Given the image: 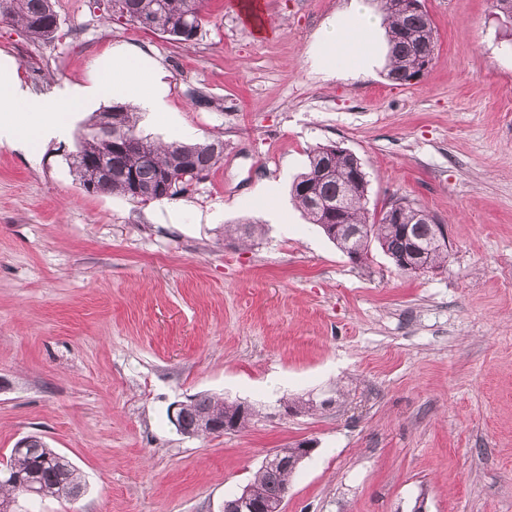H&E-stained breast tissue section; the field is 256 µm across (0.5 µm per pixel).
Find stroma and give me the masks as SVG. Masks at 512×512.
<instances>
[{"instance_id": "stroma-1", "label": "stroma", "mask_w": 512, "mask_h": 512, "mask_svg": "<svg viewBox=\"0 0 512 512\" xmlns=\"http://www.w3.org/2000/svg\"><path fill=\"white\" fill-rule=\"evenodd\" d=\"M203 0L193 44L114 20L109 0H55L47 44L0 22V52L45 95L111 73L113 47L165 70L157 143L224 141L190 191L134 202L86 192L69 166L104 83L64 133L0 142V462L39 436L85 493L36 512H223L266 454L315 450L285 512H512V36L490 0H423L434 58L386 76L325 71L315 42L349 0ZM210 103L193 105V93ZM361 161L376 212L404 198L445 224L440 268L400 272L378 243L352 262L290 196L308 152ZM262 224L243 243L228 225ZM210 394L255 421L188 438L176 401ZM313 411L283 419V402Z\"/></svg>"}]
</instances>
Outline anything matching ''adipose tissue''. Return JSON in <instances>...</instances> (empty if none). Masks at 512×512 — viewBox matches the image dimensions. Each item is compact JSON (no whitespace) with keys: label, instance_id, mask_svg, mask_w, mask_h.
I'll return each mask as SVG.
<instances>
[{"label":"adipose tissue","instance_id":"ef3b65f1","mask_svg":"<svg viewBox=\"0 0 512 512\" xmlns=\"http://www.w3.org/2000/svg\"><path fill=\"white\" fill-rule=\"evenodd\" d=\"M378 26V17L366 11L361 0H351L346 18L326 28L320 41L329 46L331 56L352 58L351 69L356 72ZM112 93L143 111L155 112L163 106L168 87L162 71L150 59L133 56L118 46L112 51ZM97 94L93 86L53 99L33 95L16 61L0 53V137L20 145L43 137L49 128L64 127L71 106H83Z\"/></svg>","mask_w":512,"mask_h":512}]
</instances>
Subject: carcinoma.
Here are the masks:
<instances>
[{
	"label": "carcinoma",
	"instance_id": "1",
	"mask_svg": "<svg viewBox=\"0 0 512 512\" xmlns=\"http://www.w3.org/2000/svg\"><path fill=\"white\" fill-rule=\"evenodd\" d=\"M201 0H112V12L120 19L144 29L157 31L181 44L197 39L201 29ZM384 13L387 44V75L397 85H406L418 77L432 63L434 57V29L426 10L402 11L396 0H380ZM56 12L52 0H0V20L21 27L30 39L49 43L55 39L58 26L52 25ZM110 111L118 113V124L133 142L127 149L112 150L105 157L107 172L97 179L93 192L119 194L130 200H162L166 183L178 177L179 166L187 162L199 171L209 172L224 157V142L214 139L204 144H156L135 132L133 113L125 105L114 104ZM103 117L88 125L79 141L78 149L70 157L72 171L85 185L92 180L85 161L99 157L106 150L99 126ZM324 146L310 151L307 170L297 176L291 185L294 200L307 220L318 225L328 239L347 255H356L360 261L368 252L371 239L392 259L407 253L410 240L429 243L434 238L437 224H423L417 218L420 207L406 201L397 220L382 218L369 220L367 209L368 180L366 173L355 174L354 158L341 153L327 155ZM138 186L142 197L137 198L133 186ZM341 201L339 220L329 219L325 213L311 206L313 200ZM339 222L349 227H361L362 235L350 240L331 233L329 224ZM240 403L198 394L191 397L185 408V421L193 425L201 420L230 424L237 417ZM11 469L22 477L38 474L37 494L32 501L67 499L65 491L84 487L82 477L68 458L48 447L37 438L22 454L10 453ZM291 474L286 471L258 469L251 484L255 494L264 498L276 497L288 485Z\"/></svg>",
	"mask_w": 512,
	"mask_h": 512
}]
</instances>
